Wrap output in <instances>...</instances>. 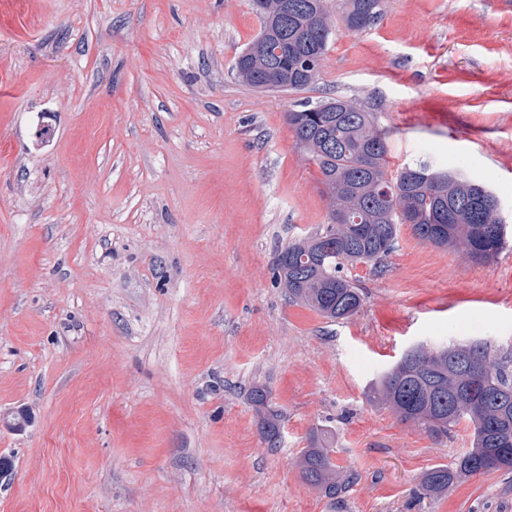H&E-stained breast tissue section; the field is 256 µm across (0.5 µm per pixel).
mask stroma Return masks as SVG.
<instances>
[{"mask_svg": "<svg viewBox=\"0 0 512 512\" xmlns=\"http://www.w3.org/2000/svg\"><path fill=\"white\" fill-rule=\"evenodd\" d=\"M259 31L252 0H0V413L34 417L0 426V512H512V471L424 493L468 423L438 440L369 400L420 343L512 357V245L477 264L401 225L349 269L347 321L275 281L328 217L301 102L373 112L390 170L458 169L512 226V0H383L301 92L238 77ZM317 434L353 477L334 500L300 473ZM248 400L259 415V432L262 439L271 448L278 447L283 417L279 410L269 404V391L263 386L254 385L248 393Z\"/></svg>", "mask_w": 512, "mask_h": 512, "instance_id": "35a3bbf8", "label": "stroma"}]
</instances>
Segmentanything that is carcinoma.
Returning a JSON list of instances; mask_svg holds the SVG:
<instances>
[{
	"instance_id": "carcinoma-1",
	"label": "carcinoma",
	"mask_w": 512,
	"mask_h": 512,
	"mask_svg": "<svg viewBox=\"0 0 512 512\" xmlns=\"http://www.w3.org/2000/svg\"><path fill=\"white\" fill-rule=\"evenodd\" d=\"M382 0H261V28L236 62L239 77L258 89L301 91L318 79L338 26L360 31L382 15ZM296 144L320 174L329 200L328 222L289 242L277 255L276 278L290 302L331 321L358 313L362 297L344 267L378 262L396 246L400 226L436 247L463 250L476 263L508 243L496 195L452 170L426 162L388 170L387 132L374 113L343 99L303 106L287 115ZM485 342L420 348L404 354L382 374L369 400L403 421L423 425L440 439L465 420L471 448L455 469L437 466L424 488L436 495L457 480L484 470L512 469V368L490 356ZM248 400L259 415V432L279 446L283 417L269 391L255 385ZM483 461L493 466L481 469ZM303 478L334 499L350 483L336 472L330 449L312 439L299 461Z\"/></svg>"
}]
</instances>
